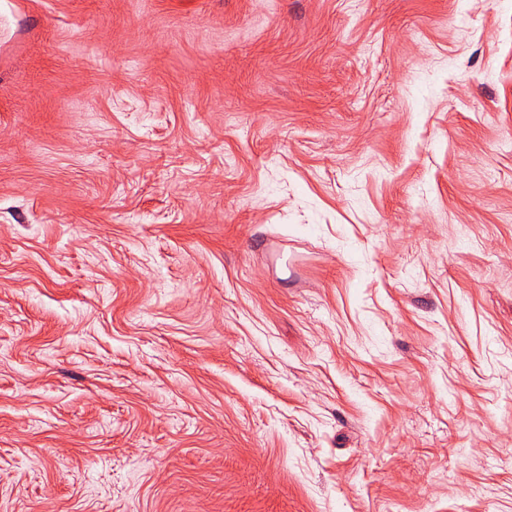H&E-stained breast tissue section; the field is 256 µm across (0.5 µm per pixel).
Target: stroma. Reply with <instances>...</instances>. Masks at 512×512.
I'll return each mask as SVG.
<instances>
[{
  "instance_id": "stroma-1",
  "label": "stroma",
  "mask_w": 512,
  "mask_h": 512,
  "mask_svg": "<svg viewBox=\"0 0 512 512\" xmlns=\"http://www.w3.org/2000/svg\"><path fill=\"white\" fill-rule=\"evenodd\" d=\"M0 512H512V0H0Z\"/></svg>"
}]
</instances>
